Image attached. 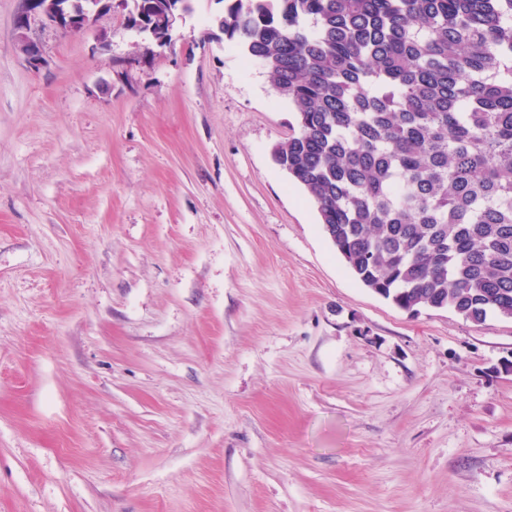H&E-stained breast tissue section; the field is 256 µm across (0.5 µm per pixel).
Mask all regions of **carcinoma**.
<instances>
[{
	"instance_id": "carcinoma-1",
	"label": "carcinoma",
	"mask_w": 512,
	"mask_h": 512,
	"mask_svg": "<svg viewBox=\"0 0 512 512\" xmlns=\"http://www.w3.org/2000/svg\"><path fill=\"white\" fill-rule=\"evenodd\" d=\"M299 133L274 162L400 309L512 317V0H227Z\"/></svg>"
}]
</instances>
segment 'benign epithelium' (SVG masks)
I'll list each match as a JSON object with an SVG mask.
<instances>
[{
  "label": "benign epithelium",
  "instance_id": "1",
  "mask_svg": "<svg viewBox=\"0 0 512 512\" xmlns=\"http://www.w3.org/2000/svg\"><path fill=\"white\" fill-rule=\"evenodd\" d=\"M112 13V0H78L71 5L61 3L51 7L43 0H19L14 17V46L22 54L25 63L38 71L46 64V50L43 43L31 37L37 27L82 32L98 19ZM175 10L164 9L148 22H137L162 46L173 43Z\"/></svg>",
  "mask_w": 512,
  "mask_h": 512
}]
</instances>
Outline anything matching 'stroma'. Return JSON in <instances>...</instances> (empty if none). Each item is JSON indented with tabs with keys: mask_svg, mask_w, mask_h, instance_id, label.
Instances as JSON below:
<instances>
[{
	"mask_svg": "<svg viewBox=\"0 0 512 512\" xmlns=\"http://www.w3.org/2000/svg\"><path fill=\"white\" fill-rule=\"evenodd\" d=\"M224 5L33 71L0 0V512H512V317L353 276Z\"/></svg>",
	"mask_w": 512,
	"mask_h": 512,
	"instance_id": "obj_1",
	"label": "stroma"
}]
</instances>
